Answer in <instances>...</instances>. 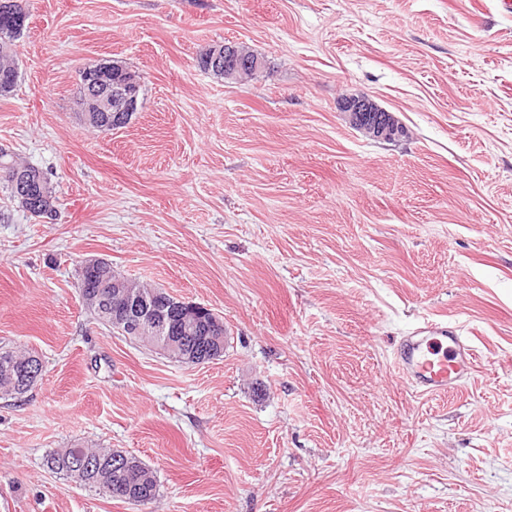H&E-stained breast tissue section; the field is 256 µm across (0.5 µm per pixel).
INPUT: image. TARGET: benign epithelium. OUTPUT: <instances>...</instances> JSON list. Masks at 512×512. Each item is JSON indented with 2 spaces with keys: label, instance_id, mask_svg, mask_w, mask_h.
I'll list each match as a JSON object with an SVG mask.
<instances>
[{
  "label": "benign epithelium",
  "instance_id": "1",
  "mask_svg": "<svg viewBox=\"0 0 512 512\" xmlns=\"http://www.w3.org/2000/svg\"><path fill=\"white\" fill-rule=\"evenodd\" d=\"M204 52L210 65L224 69V79L228 81H238L264 67L262 58L246 53L234 43L207 46ZM137 91L134 75L117 88L122 104L115 109V124L121 123L122 113L142 107ZM342 109L348 113L351 125L374 140L389 141L399 133L392 115L365 96H345ZM112 322L127 338L154 352L181 356L189 351L192 365L212 362L224 354L223 318L207 306L187 303L159 289L145 294L129 288L119 297Z\"/></svg>",
  "mask_w": 512,
  "mask_h": 512
}]
</instances>
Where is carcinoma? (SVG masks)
<instances>
[{
  "label": "carcinoma",
  "mask_w": 512,
  "mask_h": 512,
  "mask_svg": "<svg viewBox=\"0 0 512 512\" xmlns=\"http://www.w3.org/2000/svg\"><path fill=\"white\" fill-rule=\"evenodd\" d=\"M15 0H0V96L10 94L19 79L15 67L17 41L22 37L25 25L15 21ZM75 105L79 120L87 126L112 131L125 127L126 123L112 124V113L94 111L93 101L87 97L82 87L75 92ZM8 170L11 178L1 179L0 185L6 188L11 200L32 216L43 218L46 211L55 210V189L48 187L49 177L40 168L19 161L15 154L0 147V171ZM77 277L92 282L102 278L112 281V263L106 261L93 271L76 270ZM35 353L22 350H9L0 356V394L14 393L22 387V379L31 365ZM84 453L96 460L98 469L85 475L84 486L99 491L111 498L125 500L135 505H145L155 500L158 494V479L154 469L134 455L127 456L126 470L112 472V450L105 448H62L46 455V467L55 473L71 479L68 457L75 452Z\"/></svg>",
  "instance_id": "cac0c4a2"
}]
</instances>
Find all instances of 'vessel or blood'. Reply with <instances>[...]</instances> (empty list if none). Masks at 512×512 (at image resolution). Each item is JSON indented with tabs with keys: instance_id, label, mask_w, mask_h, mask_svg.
<instances>
[{
	"instance_id": "vessel-or-blood-1",
	"label": "vessel or blood",
	"mask_w": 512,
	"mask_h": 512,
	"mask_svg": "<svg viewBox=\"0 0 512 512\" xmlns=\"http://www.w3.org/2000/svg\"><path fill=\"white\" fill-rule=\"evenodd\" d=\"M475 371L474 353L447 325L426 320L400 339L393 377L420 395L438 396L464 387Z\"/></svg>"
}]
</instances>
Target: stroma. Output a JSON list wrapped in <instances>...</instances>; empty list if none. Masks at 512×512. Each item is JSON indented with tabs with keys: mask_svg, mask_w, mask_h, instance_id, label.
Segmentation results:
<instances>
[{
	"mask_svg": "<svg viewBox=\"0 0 512 512\" xmlns=\"http://www.w3.org/2000/svg\"><path fill=\"white\" fill-rule=\"evenodd\" d=\"M0 144L47 172L58 216L0 188V345L43 361L0 399V512H512V17L494 0H29ZM266 61L244 84L205 46ZM116 60L143 108L78 119L79 70ZM363 95L406 134L368 139ZM224 319L188 366L84 309L76 268ZM426 319L475 353L445 397L394 349ZM113 448L157 473L132 505L48 470Z\"/></svg>",
	"mask_w": 512,
	"mask_h": 512,
	"instance_id": "35a3bbf8",
	"label": "stroma"
}]
</instances>
